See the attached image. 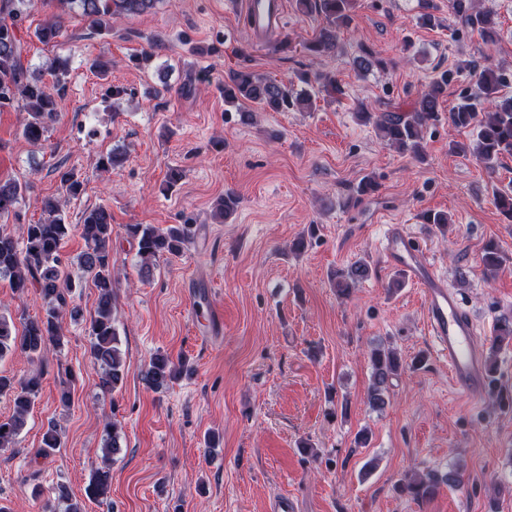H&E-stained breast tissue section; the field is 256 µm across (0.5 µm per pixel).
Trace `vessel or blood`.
<instances>
[{"label":"vessel or blood","instance_id":"b4317fda","mask_svg":"<svg viewBox=\"0 0 512 512\" xmlns=\"http://www.w3.org/2000/svg\"><path fill=\"white\" fill-rule=\"evenodd\" d=\"M243 10L255 41H263L284 26L285 0H245ZM381 252L391 269L404 272L420 288L427 334L436 356L448 361L452 385L473 403L482 402L491 387V374L462 299L437 273L427 252L404 225H390Z\"/></svg>","mask_w":512,"mask_h":512}]
</instances>
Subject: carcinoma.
I'll return each instance as SVG.
<instances>
[{"instance_id": "carcinoma-1", "label": "carcinoma", "mask_w": 512, "mask_h": 512, "mask_svg": "<svg viewBox=\"0 0 512 512\" xmlns=\"http://www.w3.org/2000/svg\"><path fill=\"white\" fill-rule=\"evenodd\" d=\"M30 0H0V109L17 108L27 112L22 138L33 147H43L47 142L49 126L58 116L59 101L65 94L70 72V60L64 56L53 59L49 66L52 85H47L43 74L24 65L23 37L20 34L26 18L25 6ZM55 12L34 30V36L43 44L57 41L64 27V16L76 13L91 30L107 31L110 20L122 16L140 15L153 10L160 0H53ZM352 0H296L301 13L316 12L323 16L326 26L306 49L316 55L329 54L338 48V32L351 23ZM449 7L462 26L487 41L496 36L494 14L480 8L477 0H449ZM453 73L445 71L432 80L419 94L409 112L386 111L374 113L363 108L358 117L375 126L386 144L396 147L417 159L424 158L423 132L436 120L440 102L448 91ZM309 85L307 73H299L296 80L278 82L249 70L232 72L224 82V103L238 112L239 121H253L251 105H258L269 112L309 110L312 93L294 88V82ZM506 84L505 74L497 68L483 67L477 74L478 97L481 110L464 103L449 112V121L458 128H472L475 137L470 143H455L451 150L458 154H471L488 165L496 164L504 155L512 156V98L502 93ZM62 191L76 197L83 190V181L71 169L59 165L55 168ZM25 185L17 180H0V216L16 213ZM239 197L233 191L224 193L216 204V215L225 218L233 213ZM494 205L501 215L512 221V191H501L494 198ZM44 217L24 225L22 241L0 225V277L10 279L13 293L21 296L30 288L39 290L44 302L43 314L29 318L23 331L16 332L12 318L0 315V358L19 352L28 358H40L51 347H61L65 334L63 321H85L90 337V355L101 372L98 387L107 393L123 384L127 374L126 360L120 348V339L114 325V285L112 281V213L99 206L84 212L81 222L68 221L58 200H47ZM192 225L172 224L157 229L150 224H133L129 235L137 240V256L141 278L149 279L154 262L164 256L180 255L191 239ZM84 240L85 249L77 257L84 275L97 290L95 309L89 319L83 310L72 303L73 290L81 282L72 279L70 261L63 252L66 241L73 234ZM507 261L497 245L487 244L481 254L486 273H496ZM371 275L370 266L362 259L336 271L333 277L336 294L348 297L353 290ZM372 383L367 394L369 406L383 409L394 377L403 369V362L394 349H375L370 355ZM185 370V365L175 363L164 354L155 355L142 372L146 386L156 392L169 388L170 383ZM40 379L36 376L15 381L0 374V395L10 397L12 414L0 420V449L14 445L17 436L27 424L31 406L39 393ZM122 436L116 423L103 425V456L85 489L86 498L102 501L108 498L111 486L110 461L121 448ZM62 446L60 430L49 423L44 430L39 452L43 456ZM462 478L451 470L444 474L429 472L406 476L398 485L399 492L413 500L433 497L440 485L456 486ZM57 499L66 502L65 512H84L83 504L72 498L64 484L56 486Z\"/></svg>"}]
</instances>
